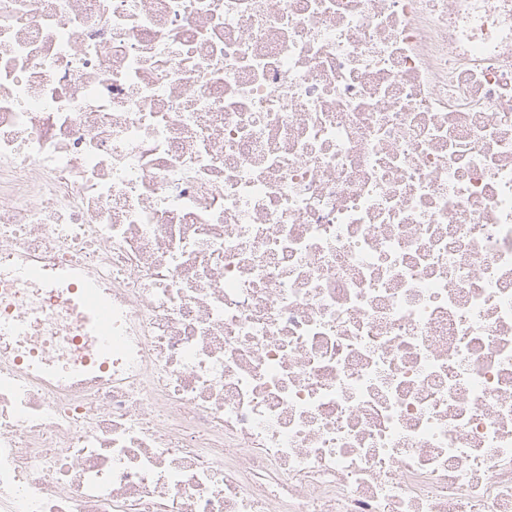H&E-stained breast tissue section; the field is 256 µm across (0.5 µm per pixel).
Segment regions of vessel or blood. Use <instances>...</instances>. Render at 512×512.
<instances>
[{
  "label": "vessel or blood",
  "instance_id": "1",
  "mask_svg": "<svg viewBox=\"0 0 512 512\" xmlns=\"http://www.w3.org/2000/svg\"><path fill=\"white\" fill-rule=\"evenodd\" d=\"M0 280H36L45 288L61 292L69 307L79 315L86 337L98 344L95 358L73 372L55 368L47 353L37 354L30 368L39 377L62 385L93 377L109 369L113 352L124 349V337L112 333L116 316L112 299L92 275L67 266L51 271L42 258L31 257L17 266L0 267Z\"/></svg>",
  "mask_w": 512,
  "mask_h": 512
}]
</instances>
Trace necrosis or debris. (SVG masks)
<instances>
[{
  "instance_id": "1",
  "label": "necrosis or debris",
  "mask_w": 512,
  "mask_h": 512,
  "mask_svg": "<svg viewBox=\"0 0 512 512\" xmlns=\"http://www.w3.org/2000/svg\"><path fill=\"white\" fill-rule=\"evenodd\" d=\"M0 512H512V0H0ZM0 280H36L44 288L61 292L68 306L81 319L83 333L86 335L81 337L97 341L96 357L74 372L55 368L46 352L38 353L31 361L30 369L39 377L61 385L95 377L99 372L109 369L112 351L125 348L124 336L112 335V321L117 311L112 305V298L102 290L92 275L67 266L57 267L50 274L42 258L29 257L20 265L0 267Z\"/></svg>"
}]
</instances>
